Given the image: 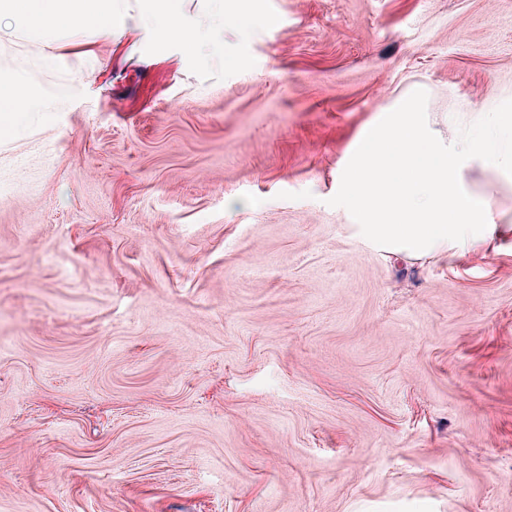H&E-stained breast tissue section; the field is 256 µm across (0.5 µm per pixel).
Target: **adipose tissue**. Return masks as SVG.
I'll use <instances>...</instances> for the list:
<instances>
[{
	"label": "adipose tissue",
	"mask_w": 512,
	"mask_h": 512,
	"mask_svg": "<svg viewBox=\"0 0 512 512\" xmlns=\"http://www.w3.org/2000/svg\"><path fill=\"white\" fill-rule=\"evenodd\" d=\"M119 13L117 0H0V50L22 33L46 40L60 32L73 37L89 34L111 41L122 34L116 22ZM139 26L156 32L163 43L178 40L193 45L202 37L186 20L178 0H156L155 11L141 14ZM49 109L48 103L28 95L12 69L0 67V138L9 134L23 113Z\"/></svg>",
	"instance_id": "ef3b65f1"
}]
</instances>
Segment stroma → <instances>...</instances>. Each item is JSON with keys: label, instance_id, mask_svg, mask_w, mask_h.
I'll return each mask as SVG.
<instances>
[{"label": "stroma", "instance_id": "obj_1", "mask_svg": "<svg viewBox=\"0 0 512 512\" xmlns=\"http://www.w3.org/2000/svg\"><path fill=\"white\" fill-rule=\"evenodd\" d=\"M248 2L7 57L61 107L0 140V512H512V233L395 257L328 203L413 86L447 141L512 99V0ZM156 9L151 14L140 15L139 27L144 30H152L158 34L161 43L178 40L184 44H196L198 39H204L209 35L218 32L224 25L231 23L242 25L247 17L244 8H238L225 14L219 24L209 26L207 31L202 33L192 23L188 22L182 13L178 0H156Z\"/></svg>", "mask_w": 512, "mask_h": 512}]
</instances>
